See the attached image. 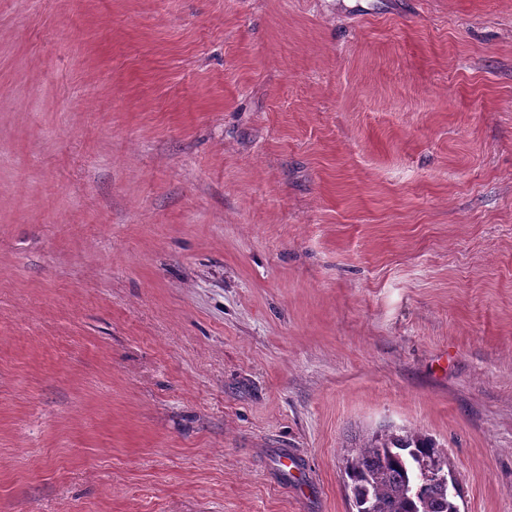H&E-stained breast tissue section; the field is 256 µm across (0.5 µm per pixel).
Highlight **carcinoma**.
<instances>
[{"label": "carcinoma", "mask_w": 512, "mask_h": 512, "mask_svg": "<svg viewBox=\"0 0 512 512\" xmlns=\"http://www.w3.org/2000/svg\"><path fill=\"white\" fill-rule=\"evenodd\" d=\"M448 456L420 435L384 434L347 459L356 512H459Z\"/></svg>", "instance_id": "obj_1"}]
</instances>
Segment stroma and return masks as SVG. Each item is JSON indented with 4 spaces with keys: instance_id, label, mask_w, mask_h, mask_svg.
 <instances>
[{
    "instance_id": "35a3bbf8",
    "label": "stroma",
    "mask_w": 512,
    "mask_h": 512,
    "mask_svg": "<svg viewBox=\"0 0 512 512\" xmlns=\"http://www.w3.org/2000/svg\"><path fill=\"white\" fill-rule=\"evenodd\" d=\"M390 432L512 512V0H0V512H353ZM301 455L293 449L284 448L278 452L275 459V466L279 472L288 474V477L294 482L303 479L307 469L300 465Z\"/></svg>"
}]
</instances>
